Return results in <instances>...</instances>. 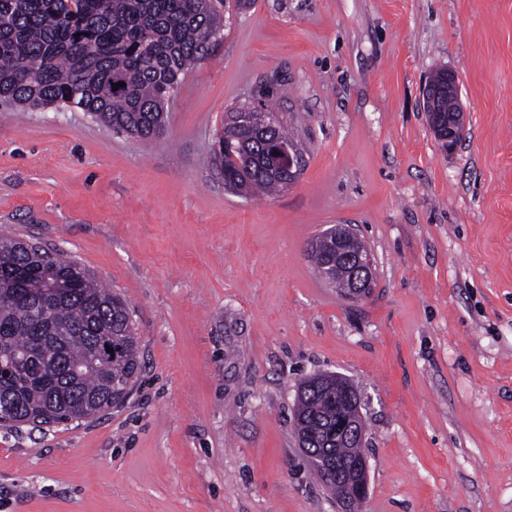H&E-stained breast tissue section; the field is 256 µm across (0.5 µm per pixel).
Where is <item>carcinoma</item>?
<instances>
[{"label": "carcinoma", "mask_w": 512, "mask_h": 512, "mask_svg": "<svg viewBox=\"0 0 512 512\" xmlns=\"http://www.w3.org/2000/svg\"><path fill=\"white\" fill-rule=\"evenodd\" d=\"M224 0H0V109L77 108L96 121L145 141L165 132L164 110L188 66L210 54L222 36ZM123 82V87H113ZM249 112H231L213 150L224 186L241 195H267L288 186L269 172L272 150L287 143L277 121L262 133ZM369 254L354 235L337 242L326 231L310 243L316 272L336 262L334 286L352 284L340 257ZM25 269L64 289L46 298L17 274ZM112 361L91 364L102 340ZM19 354L0 366L3 425L42 429L80 413L93 418L130 393L140 373V341L127 302L64 253L0 237V342ZM337 375L302 383L295 410L298 439L317 474L328 458L357 456L341 447L339 420L359 415L336 404Z\"/></svg>", "instance_id": "obj_1"}]
</instances>
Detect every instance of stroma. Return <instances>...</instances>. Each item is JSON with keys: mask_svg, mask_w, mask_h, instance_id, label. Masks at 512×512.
Wrapping results in <instances>:
<instances>
[{"mask_svg": "<svg viewBox=\"0 0 512 512\" xmlns=\"http://www.w3.org/2000/svg\"><path fill=\"white\" fill-rule=\"evenodd\" d=\"M455 74L466 134L423 89ZM303 150L270 197L224 188L226 113ZM349 225L352 300L309 244ZM59 249L129 303L142 371L92 420L0 427V512H344L295 435L300 382L361 395L362 512H512V0H224L163 139L78 109L0 112V236Z\"/></svg>", "mask_w": 512, "mask_h": 512, "instance_id": "stroma-1", "label": "stroma"}]
</instances>
